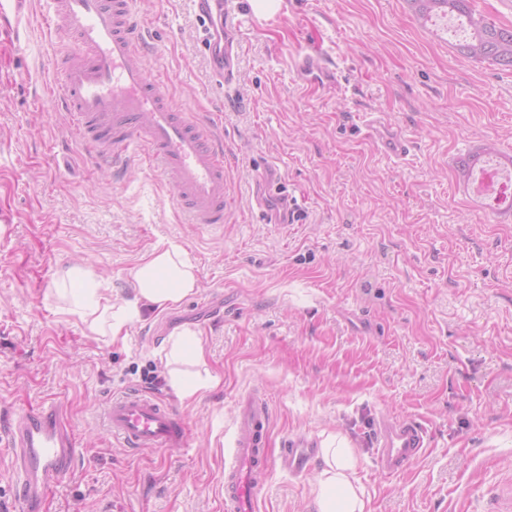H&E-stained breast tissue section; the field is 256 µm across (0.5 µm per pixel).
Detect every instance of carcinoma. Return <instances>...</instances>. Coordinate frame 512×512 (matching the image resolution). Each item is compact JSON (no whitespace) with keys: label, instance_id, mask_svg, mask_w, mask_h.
Listing matches in <instances>:
<instances>
[{"label":"carcinoma","instance_id":"obj_1","mask_svg":"<svg viewBox=\"0 0 512 512\" xmlns=\"http://www.w3.org/2000/svg\"><path fill=\"white\" fill-rule=\"evenodd\" d=\"M422 26L439 17L454 15L469 36L457 45L467 58L512 69V27L497 25L477 13L471 0H406Z\"/></svg>","mask_w":512,"mask_h":512}]
</instances>
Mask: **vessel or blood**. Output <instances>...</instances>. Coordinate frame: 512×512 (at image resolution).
<instances>
[{
    "mask_svg": "<svg viewBox=\"0 0 512 512\" xmlns=\"http://www.w3.org/2000/svg\"><path fill=\"white\" fill-rule=\"evenodd\" d=\"M50 29L72 37L75 46L56 63L61 91L57 103L79 131L86 156L123 163L130 147L154 161L170 183L178 208L193 223L224 221V144L200 116L176 107L166 85L144 66L143 31L133 21V0H45ZM205 23L211 69L224 83L236 74L239 49L237 13L231 0H194ZM368 133L380 137L387 154L407 155L401 134L381 137L376 112L364 115ZM103 420L127 448L185 447L190 430L159 398L129 390L113 396ZM270 414L265 401L246 396L238 402L231 437L232 460L224 468V512H255L257 496L271 468ZM12 450L17 492L15 512H41L44 501L68 475L76 441L58 405L23 409L0 428ZM430 443L417 419L380 417L373 426L375 462L393 477L408 471ZM312 454L310 443H290L282 465L296 470Z\"/></svg>",
    "mask_w": 512,
    "mask_h": 512,
    "instance_id": "b4317fda",
    "label": "vessel or blood"
}]
</instances>
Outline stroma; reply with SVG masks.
Returning a JSON list of instances; mask_svg holds the SVG:
<instances>
[{
    "label": "stroma",
    "instance_id": "obj_1",
    "mask_svg": "<svg viewBox=\"0 0 512 512\" xmlns=\"http://www.w3.org/2000/svg\"><path fill=\"white\" fill-rule=\"evenodd\" d=\"M147 25L145 68L175 105L209 116L224 142V225L191 223L137 153L121 168L88 163L55 101L42 94L70 50L48 34L43 4L0 20V425L61 403L77 438L71 472L44 512H224V464L247 392L270 412V451L348 439L368 512H489L512 484V209L487 208L461 170L495 144L512 155V69L478 62L452 35L420 27L405 0H283L271 18L240 5L235 80L211 72L193 0H134ZM320 53L334 81L305 82ZM384 113L411 141L387 155L359 121ZM265 175L276 196L254 201ZM295 213L277 224L279 199ZM175 243L196 291L144 310L107 343L63 314L74 266L115 296L127 270ZM200 330L218 386L182 403L158 351ZM126 389L158 393L190 427L182 448L132 450L99 415ZM412 416L432 443L410 470L381 474L372 429ZM317 458L273 464L258 512H311Z\"/></svg>",
    "mask_w": 512,
    "mask_h": 512
}]
</instances>
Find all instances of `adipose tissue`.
Masks as SVG:
<instances>
[{
  "instance_id": "obj_1",
  "label": "adipose tissue",
  "mask_w": 512,
  "mask_h": 512,
  "mask_svg": "<svg viewBox=\"0 0 512 512\" xmlns=\"http://www.w3.org/2000/svg\"><path fill=\"white\" fill-rule=\"evenodd\" d=\"M66 278L79 286L67 309L68 315L78 317L92 331L114 343L126 339L128 326L139 320L142 309H167L192 294L198 285L194 265L186 251L174 243L154 249L128 270L127 278L134 291L129 300L118 301L111 289L101 287L82 268H70ZM160 356L170 365V384L183 402L193 403L218 383L215 376L189 378L173 368L177 362H203L204 349L198 331L172 333L164 340ZM357 467L358 459L345 438L334 436L324 441L311 489L314 512H366L355 484Z\"/></svg>"
}]
</instances>
